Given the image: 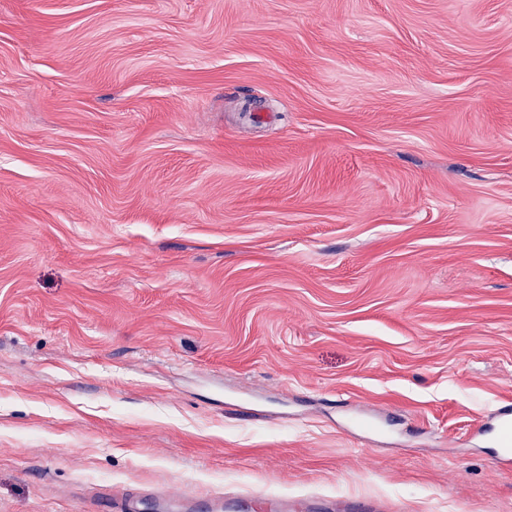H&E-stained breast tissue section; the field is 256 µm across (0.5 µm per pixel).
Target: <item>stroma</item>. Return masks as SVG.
<instances>
[{"instance_id": "35a3bbf8", "label": "stroma", "mask_w": 512, "mask_h": 512, "mask_svg": "<svg viewBox=\"0 0 512 512\" xmlns=\"http://www.w3.org/2000/svg\"><path fill=\"white\" fill-rule=\"evenodd\" d=\"M505 403L512 0H0V512H512Z\"/></svg>"}]
</instances>
